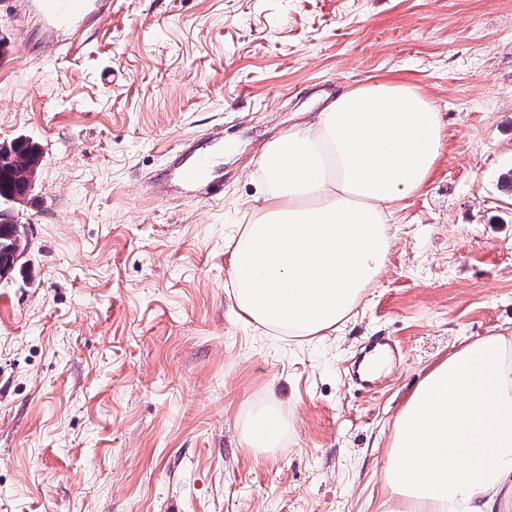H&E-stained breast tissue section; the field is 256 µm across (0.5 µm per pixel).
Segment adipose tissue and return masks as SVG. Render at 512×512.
<instances>
[{
	"label": "adipose tissue",
	"mask_w": 512,
	"mask_h": 512,
	"mask_svg": "<svg viewBox=\"0 0 512 512\" xmlns=\"http://www.w3.org/2000/svg\"><path fill=\"white\" fill-rule=\"evenodd\" d=\"M440 116L407 82L356 86L317 121L268 143L263 188L231 253L236 309L279 336H318L353 313L392 245L396 205L431 178ZM276 401L248 419L247 447H282ZM384 512H512V333L433 365L393 422Z\"/></svg>",
	"instance_id": "ef3b65f1"
}]
</instances>
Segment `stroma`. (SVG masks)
Listing matches in <instances>:
<instances>
[{
  "label": "stroma",
  "mask_w": 512,
  "mask_h": 512,
  "mask_svg": "<svg viewBox=\"0 0 512 512\" xmlns=\"http://www.w3.org/2000/svg\"><path fill=\"white\" fill-rule=\"evenodd\" d=\"M0 10V144L38 143L21 274L0 284V512H380L393 421L461 343L512 331V0H112L47 60ZM404 81L444 127L385 265L322 336L266 334L230 298L231 236L265 145L358 80ZM224 134V195L152 176ZM390 339L369 382L352 372ZM282 448H246L267 401Z\"/></svg>",
  "instance_id": "35a3bbf8"
}]
</instances>
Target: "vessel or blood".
Returning <instances> with one entry per match:
<instances>
[{
  "label": "vessel or blood",
  "mask_w": 512,
  "mask_h": 512,
  "mask_svg": "<svg viewBox=\"0 0 512 512\" xmlns=\"http://www.w3.org/2000/svg\"><path fill=\"white\" fill-rule=\"evenodd\" d=\"M0 8L34 18L53 47L70 54L85 42L89 30L103 26L112 0H0ZM223 142H182L170 152L157 174L173 195L219 197L224 191L220 158Z\"/></svg>",
  "instance_id": "obj_1"
}]
</instances>
